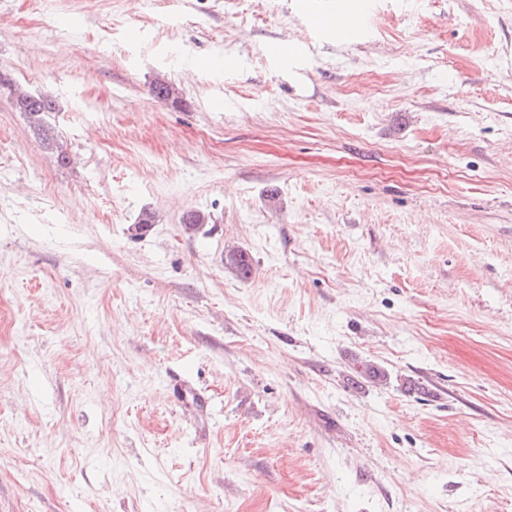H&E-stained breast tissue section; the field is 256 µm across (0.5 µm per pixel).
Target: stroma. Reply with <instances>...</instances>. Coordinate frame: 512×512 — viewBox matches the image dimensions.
<instances>
[{
  "label": "stroma",
  "instance_id": "35a3bbf8",
  "mask_svg": "<svg viewBox=\"0 0 512 512\" xmlns=\"http://www.w3.org/2000/svg\"><path fill=\"white\" fill-rule=\"evenodd\" d=\"M352 3L0 0V512H512V0ZM0 88H7L13 96V104L23 112L30 129L38 135L44 149L52 154L58 163L68 164L69 157L59 143L48 121L50 112L56 110L55 100L46 93H31L0 72Z\"/></svg>",
  "mask_w": 512,
  "mask_h": 512
}]
</instances>
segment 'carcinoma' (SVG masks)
<instances>
[{
  "label": "carcinoma",
  "instance_id": "obj_1",
  "mask_svg": "<svg viewBox=\"0 0 512 512\" xmlns=\"http://www.w3.org/2000/svg\"><path fill=\"white\" fill-rule=\"evenodd\" d=\"M0 88H6L13 96L16 109L24 113L30 129L38 135L44 149L52 154L58 163L67 164L69 157L59 143L48 121L49 114L56 110L55 100L46 93H31L0 72ZM230 262L238 277L247 280L253 272L252 259L248 252L238 250L230 255ZM356 377L373 384H383L388 380L386 370L368 361H361L354 369Z\"/></svg>",
  "mask_w": 512,
  "mask_h": 512
}]
</instances>
